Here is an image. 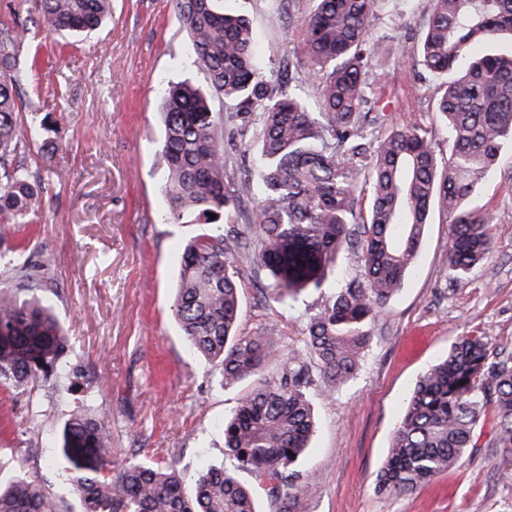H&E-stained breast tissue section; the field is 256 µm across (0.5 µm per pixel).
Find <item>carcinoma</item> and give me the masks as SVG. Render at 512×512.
Returning <instances> with one entry per match:
<instances>
[{
    "instance_id": "carcinoma-1",
    "label": "carcinoma",
    "mask_w": 512,
    "mask_h": 512,
    "mask_svg": "<svg viewBox=\"0 0 512 512\" xmlns=\"http://www.w3.org/2000/svg\"><path fill=\"white\" fill-rule=\"evenodd\" d=\"M48 28L73 34L99 29L110 0H36ZM377 0H317L305 34L316 107L260 63L251 21L224 0H176L190 65L208 80L169 86L163 97L160 162L166 173L165 219L192 213L199 231L181 248L174 316L183 340L217 363L223 385L257 382L223 422L224 464L208 465L191 489L173 465L112 463L108 417L71 414L58 442L65 481L83 512H258L260 496L293 512L306 486L300 462L315 432L311 390L333 393L354 377L372 342L371 324L413 271L430 216L449 224L448 278L461 279L492 253L497 218L474 206L504 150L512 148V52L483 46L512 36V0H432L421 24L418 65L443 79L437 113L448 133L440 165L432 137L396 124L365 143L368 74L382 57L368 36ZM0 38V213L20 224L37 209L36 187L15 161L20 136L18 63ZM258 131L255 171L224 186V129ZM368 187L366 221H354ZM262 194L248 228L253 249L282 304L320 289L343 247H360L361 280H341L310 318L304 348L280 358L274 328L238 336V276L224 218L242 198ZM216 215L210 219V215ZM27 267L0 289V386L23 391L65 374L70 344L32 293ZM276 367L272 379L262 377ZM494 413V444L512 451V356L482 336H460L409 393L377 481L381 493H408L453 469L473 447V433ZM252 478L241 481L236 472ZM0 512H61L37 477L17 469L0 483Z\"/></svg>"
}]
</instances>
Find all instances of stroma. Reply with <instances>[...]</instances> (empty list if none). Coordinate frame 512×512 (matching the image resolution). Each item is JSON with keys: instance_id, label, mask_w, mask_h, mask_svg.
I'll return each instance as SVG.
<instances>
[{"instance_id": "35a3bbf8", "label": "stroma", "mask_w": 512, "mask_h": 512, "mask_svg": "<svg viewBox=\"0 0 512 512\" xmlns=\"http://www.w3.org/2000/svg\"><path fill=\"white\" fill-rule=\"evenodd\" d=\"M252 21L265 69L282 73L302 56L316 0H236ZM431 0H378L369 21L388 61L369 73V98L388 103L384 127L431 133L439 161L447 132L434 108L437 79L414 59ZM26 29L16 49L25 131L16 161L43 188L28 223H0V286L26 259L33 288L63 326L71 353L64 378L23 392L0 387V464L21 461L48 493L68 492L53 447L72 411L111 419L112 461L175 462L186 479L224 461L222 423L239 388L184 343L172 314L174 255L198 229L163 223L162 85L204 83L187 63L175 0H112V17L82 37L48 33L31 0H0V33ZM503 231L493 253L465 279L448 278V224L433 212L417 268L371 326L358 373L331 396L313 390L317 427L303 461L309 484L296 512H512V454L493 444L492 416L455 470L410 494L383 495L377 474L418 377L462 335L512 354V151L477 200ZM237 333L278 329L277 347L301 349L307 324L330 294L313 290L283 305L261 301L266 284L252 256L236 253Z\"/></svg>"}]
</instances>
